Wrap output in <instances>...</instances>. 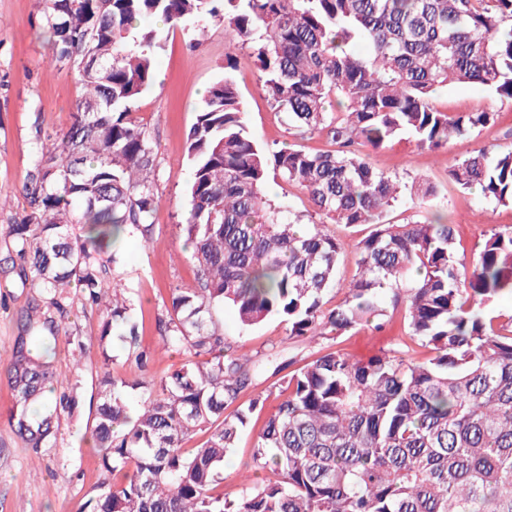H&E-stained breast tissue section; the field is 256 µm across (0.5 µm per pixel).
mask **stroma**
Instances as JSON below:
<instances>
[{
    "label": "stroma",
    "instance_id": "1",
    "mask_svg": "<svg viewBox=\"0 0 512 512\" xmlns=\"http://www.w3.org/2000/svg\"><path fill=\"white\" fill-rule=\"evenodd\" d=\"M42 8V0H0V195L12 200L10 207L0 211V512H83L103 479L101 454L85 440L96 414L97 380L106 366L113 374L125 377L134 369L117 347L108 363L98 352H80L77 339L98 336L102 314L84 308L78 292H71L65 313L52 308L48 314L61 316L70 327V336L60 337L54 346L52 360L62 371L79 365L74 389L79 406L73 413L62 414L55 442L44 448L29 447L8 424L14 394L5 370L16 338L25 333L28 307L44 304L45 299L35 289L22 287L11 274L13 255L5 246L3 232L27 208L23 187L32 166L36 130L53 135L65 131L82 93L75 75L57 71L52 63L50 45L37 21ZM229 52L235 57L234 75L246 125L261 146L277 150L293 144L307 152L330 147L325 135L302 139L287 129L261 87L259 62L252 48L232 46L222 23H210L207 34L199 39L187 27H161L154 82L132 106L134 118L148 133L157 155L155 190L160 203L148 218L151 246H144L140 236L126 237L121 244L123 264L119 270L120 283L130 293L135 315L143 324L141 345L154 354L148 371L154 380L186 360L181 349H159L155 320L165 315L173 289L197 284V268L187 258L180 229L191 181L185 137L208 88L223 75ZM433 104L451 114L494 112L498 121L470 136L449 139L435 151L400 141L369 150L368 160L402 180L418 175L433 185L443 197L448 221L455 228L456 249L469 258L485 231L512 225V207L485 201L475 192L460 191L450 181L448 168L487 145H497L503 151L512 149V101L468 83L449 85ZM216 318L236 353L258 365L247 395L265 396L264 409L268 412L277 405L280 393V378L273 375L272 365L292 363L299 367L320 351L318 344L289 339L285 324L277 318L246 328L229 307L218 311ZM406 338L402 311L391 310L383 319L382 329L357 327L338 337L333 347L365 360L395 348ZM262 424L261 417H253L236 448L225 457L220 486L224 494H239L241 475L252 473L253 445Z\"/></svg>",
    "mask_w": 512,
    "mask_h": 512
}]
</instances>
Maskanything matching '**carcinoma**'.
Wrapping results in <instances>:
<instances>
[{"label":"carcinoma","instance_id":"cac0c4a2","mask_svg":"<svg viewBox=\"0 0 512 512\" xmlns=\"http://www.w3.org/2000/svg\"><path fill=\"white\" fill-rule=\"evenodd\" d=\"M39 21L54 67L75 73L82 94L55 140L36 127L24 220L4 233L22 287L66 310L69 289L103 311L97 343L118 344L130 379L106 371L89 433L105 477L90 512H512V314L489 304L512 297V226L484 234L471 266L454 252L441 212L405 224L384 215L431 201L424 178L402 181L372 167L365 149L408 136L437 149L495 123L493 112L450 115L432 97L476 83L512 99V0H43ZM150 19L202 31L224 24L250 45L270 103L297 135L324 134L332 150L260 147L243 120L233 57L211 86L185 143L192 176L181 231L198 287L176 288L156 319L163 345L190 359L148 382L133 303L103 273L121 263L124 236L151 241L156 154L130 104L155 77L158 33ZM305 191L318 220L299 224L263 194L269 170ZM448 176L512 205V150L483 148ZM367 225L356 273L334 307L345 244L327 224ZM402 308L425 359L390 350L367 360L328 350L281 378L284 398L253 446L265 477L240 495L215 492L224 457L253 415L239 402L255 366L238 357L214 311L232 307L242 325L278 317L288 338L333 340L357 325L380 328L382 295ZM7 379L8 421L33 448L54 438L74 404L62 392L77 368L58 371L50 350L65 325L27 315ZM208 433L198 448L183 444Z\"/></svg>","mask_w":512,"mask_h":512}]
</instances>
